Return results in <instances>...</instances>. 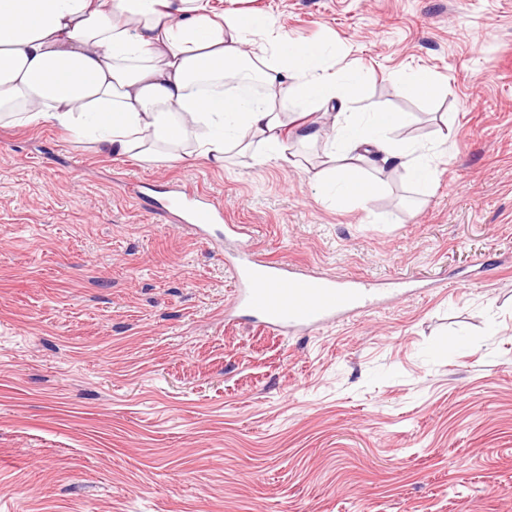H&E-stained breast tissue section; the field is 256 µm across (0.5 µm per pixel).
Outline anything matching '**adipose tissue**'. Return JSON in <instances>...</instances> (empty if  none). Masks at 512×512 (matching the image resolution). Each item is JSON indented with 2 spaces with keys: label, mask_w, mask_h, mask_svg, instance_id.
<instances>
[{
  "label": "adipose tissue",
  "mask_w": 512,
  "mask_h": 512,
  "mask_svg": "<svg viewBox=\"0 0 512 512\" xmlns=\"http://www.w3.org/2000/svg\"><path fill=\"white\" fill-rule=\"evenodd\" d=\"M327 44L308 48L268 19L210 0H0V119L51 125L117 155L179 160L184 143L221 166L264 144L291 161V143L333 132L315 173L325 199L383 193L378 170L405 172L432 194L429 147L393 139L404 112H354L355 72L335 68ZM242 81L224 92V80ZM299 99L310 120L285 121L277 100Z\"/></svg>",
  "instance_id": "1"
}]
</instances>
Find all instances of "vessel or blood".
I'll return each mask as SVG.
<instances>
[{
  "label": "vessel or blood",
  "instance_id": "1",
  "mask_svg": "<svg viewBox=\"0 0 512 512\" xmlns=\"http://www.w3.org/2000/svg\"><path fill=\"white\" fill-rule=\"evenodd\" d=\"M161 208L201 235L224 218L218 202L183 184L168 190ZM247 232L244 225L228 227L235 246L229 265L235 283L231 306L253 313L260 326L282 334H308L336 319L364 315L377 305L376 290L364 283L313 275L257 257L244 240Z\"/></svg>",
  "mask_w": 512,
  "mask_h": 512
}]
</instances>
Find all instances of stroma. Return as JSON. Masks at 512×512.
<instances>
[{"mask_svg":"<svg viewBox=\"0 0 512 512\" xmlns=\"http://www.w3.org/2000/svg\"><path fill=\"white\" fill-rule=\"evenodd\" d=\"M405 112L436 188L367 206L254 145L224 167L0 126V512H512V0H211ZM424 68L432 99L396 75ZM180 182L260 253L414 295L309 335L228 322L224 252L132 198Z\"/></svg>","mask_w":512,"mask_h":512,"instance_id":"35a3bbf8","label":"stroma"}]
</instances>
